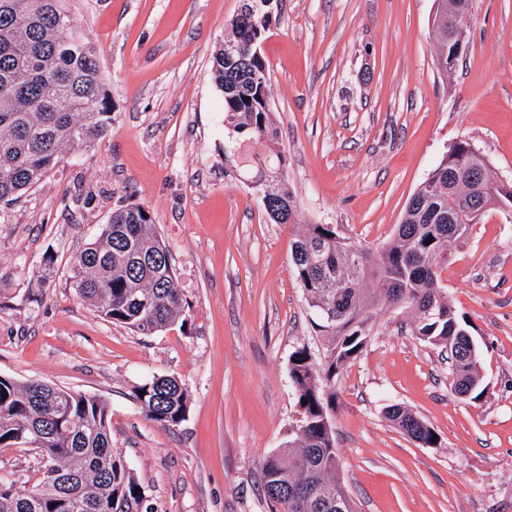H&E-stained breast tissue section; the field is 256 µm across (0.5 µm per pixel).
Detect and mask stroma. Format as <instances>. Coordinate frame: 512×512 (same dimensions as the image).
Wrapping results in <instances>:
<instances>
[{"label": "stroma", "instance_id": "1", "mask_svg": "<svg viewBox=\"0 0 512 512\" xmlns=\"http://www.w3.org/2000/svg\"><path fill=\"white\" fill-rule=\"evenodd\" d=\"M242 0H70L96 49L112 124L18 200L0 202V376L96 395L112 448L152 512H269L263 459L299 418L290 358L323 364L292 244L311 224L376 251L459 141L512 181V0H470L469 50L440 73L434 0H273L261 45L293 223H272L226 159L211 73ZM151 212L184 299L179 320L140 334L72 288L76 254L112 213ZM470 322L483 394L451 388L448 354L412 335L410 308L380 310L341 369L331 412L337 475L355 512H512V221L487 211L441 271ZM179 379L175 427L136 388ZM398 404L432 427L426 447L390 422Z\"/></svg>", "mask_w": 512, "mask_h": 512}]
</instances>
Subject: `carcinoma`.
I'll return each mask as SVG.
<instances>
[{"label": "carcinoma", "mask_w": 512, "mask_h": 512, "mask_svg": "<svg viewBox=\"0 0 512 512\" xmlns=\"http://www.w3.org/2000/svg\"><path fill=\"white\" fill-rule=\"evenodd\" d=\"M251 8V0H243L211 67L236 154L277 134L263 103L267 64L255 55L266 26L255 27ZM455 19L447 11L432 18L443 74L453 70L443 47ZM111 121L100 59L72 24L67 0H0V201L18 199L68 155L92 148ZM284 168V156L272 151L244 166L249 177L267 184L265 212L276 224L291 223L295 213ZM467 188L448 174L445 155L412 194L393 239L380 251L345 242L331 224H312L293 243L292 268L326 354L320 369L304 348L292 356L289 376L300 419L296 438L262 463L263 484H278L285 495L265 493L270 512H336L344 487L336 477L331 387L361 351L379 307L411 308L413 335L448 350L454 391L473 400L483 394L480 372L469 361L474 340L468 320L448 303L440 278V259L473 228L448 223ZM71 285L104 319L143 334L166 329L183 311L169 250L140 205L113 212L86 243ZM433 305L448 318H424ZM135 398L145 416L163 426L178 425L189 411L186 389L169 376L145 382ZM386 415L420 444H437L435 431L402 406H388ZM22 445L35 447L41 478L31 485L1 477L0 512H149L133 469L112 451L105 400L1 376L0 448Z\"/></svg>", "instance_id": "carcinoma-1"}]
</instances>
